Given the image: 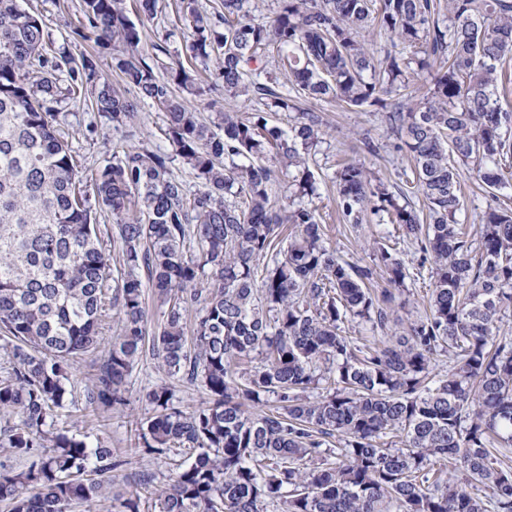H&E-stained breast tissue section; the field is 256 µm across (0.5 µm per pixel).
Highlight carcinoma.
I'll list each match as a JSON object with an SVG mask.
<instances>
[{
  "instance_id": "1",
  "label": "carcinoma",
  "mask_w": 512,
  "mask_h": 512,
  "mask_svg": "<svg viewBox=\"0 0 512 512\" xmlns=\"http://www.w3.org/2000/svg\"><path fill=\"white\" fill-rule=\"evenodd\" d=\"M248 2L207 13L180 0V34L225 93L296 111L286 131L261 110L202 122L188 102L214 84L167 47L146 50L127 0H82L122 82L165 114L169 145L114 154L87 178L62 135L65 106L89 94L118 132L140 119L137 105L90 60L50 51L18 0H0V348L10 359L0 413L17 418L0 431V454L29 462L19 472L0 463V504L141 512L138 487L154 476L112 492L127 461L59 424L126 406L149 343L165 380L143 396L137 444L148 456L199 449L154 488L151 512H512V466L500 459L512 447V336L500 329L512 313V209L489 206L474 234L457 218L458 164L490 190L512 166V110L500 103L512 0H275L261 23ZM375 26L398 52L375 59L365 39ZM293 92L386 111L425 217L363 163L334 179L350 223L382 212L417 246L432 285L425 316H393L407 277L397 254L374 247L375 267H361L327 246L310 169L326 131ZM177 162L194 193L173 175ZM99 211L121 244L115 269ZM377 275L389 284L379 295L368 286ZM147 287L165 305L152 333ZM110 317L119 333L105 345ZM346 322L371 335H347ZM99 348L81 407L71 362ZM175 380L207 400L176 407ZM447 459L460 480L437 466Z\"/></svg>"
}]
</instances>
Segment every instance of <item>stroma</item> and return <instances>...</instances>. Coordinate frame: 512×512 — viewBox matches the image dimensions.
Returning a JSON list of instances; mask_svg holds the SVG:
<instances>
[{
    "mask_svg": "<svg viewBox=\"0 0 512 512\" xmlns=\"http://www.w3.org/2000/svg\"><path fill=\"white\" fill-rule=\"evenodd\" d=\"M177 2L178 0H159L158 17L140 23L139 30L144 46L148 47L165 39L168 40L170 48L180 47V39L172 35L178 25ZM27 5L41 18L54 47L68 48L77 57L87 56L109 82H117L118 75L113 68L111 50L101 48L94 41L81 39L73 33L82 17L81 0H27ZM314 107L322 115L329 131L311 163L320 193L314 206L317 218L324 226L327 244L343 259L370 267L374 261L368 244L374 237H382L385 247L397 253L410 271L405 281V290L398 294L394 304L396 316L408 321L424 315L428 308L430 279L416 273L420 262L419 251L403 240L396 225L379 224L375 215H366L362 224H349L338 206L337 188L332 180L340 163L362 160L375 178L394 188H404L405 182L400 174L409 167L410 162L407 156L393 150V136L388 129L385 112L373 107L355 112L324 101L315 102ZM141 110L145 115L144 120L126 131L117 133L109 130L91 140L77 131L79 125L89 122V115L80 110L76 115L67 116L66 125L70 130L68 142L79 168L88 174L94 172L105 160L111 159L113 149L117 146H165L161 119L149 105H142ZM366 137L379 144V156L366 154L362 145V140ZM160 378L156 357L152 350H145L129 378L127 406L123 411L107 413L95 425L85 427L84 432L90 440L105 441L115 455L129 459V472L146 469L161 482L168 475L173 463L187 458V450L174 448L167 454L148 457L136 454L133 448L134 421L144 413L142 397Z\"/></svg>",
    "mask_w": 512,
    "mask_h": 512,
    "instance_id": "35a3bbf8",
    "label": "stroma"
}]
</instances>
